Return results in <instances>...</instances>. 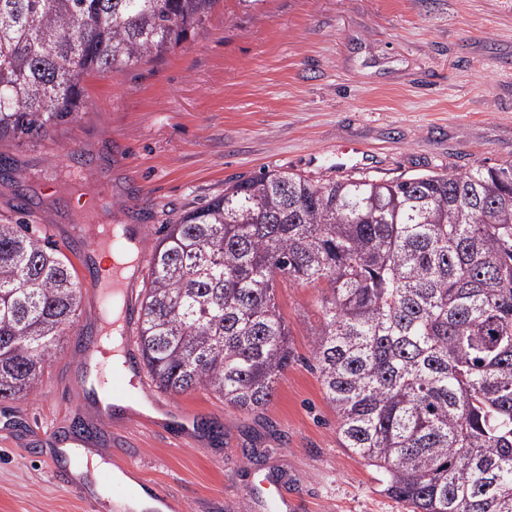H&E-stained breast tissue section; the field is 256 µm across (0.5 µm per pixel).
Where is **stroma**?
<instances>
[{"instance_id": "stroma-1", "label": "stroma", "mask_w": 512, "mask_h": 512, "mask_svg": "<svg viewBox=\"0 0 512 512\" xmlns=\"http://www.w3.org/2000/svg\"><path fill=\"white\" fill-rule=\"evenodd\" d=\"M86 106L43 137L0 143V223H38L68 257L81 225H159L267 170L322 182L463 173L512 161V0H223L172 51L86 78ZM357 145L363 162L340 167ZM112 187L94 199L96 182ZM323 288L282 283L277 302L296 360L264 409L243 413L196 390L171 396L198 429L176 442L147 414L112 416L98 452L173 512H274L250 486L282 474L294 512H407L380 476L341 448L336 414L309 366ZM82 287L76 323L27 399L0 402V512H126V486L51 475L39 431L92 422L79 340L99 336Z\"/></svg>"}]
</instances>
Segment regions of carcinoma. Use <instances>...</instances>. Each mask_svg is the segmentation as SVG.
I'll return each mask as SVG.
<instances>
[{"label":"carcinoma","mask_w":512,"mask_h":512,"mask_svg":"<svg viewBox=\"0 0 512 512\" xmlns=\"http://www.w3.org/2000/svg\"><path fill=\"white\" fill-rule=\"evenodd\" d=\"M218 2L0 0V142L78 115L86 77L169 51ZM158 234L137 334L155 388L264 408L295 360L276 288L323 283L310 362L341 446L409 512H512V161L392 181L267 170ZM80 299L65 255L0 224V401L35 388Z\"/></svg>","instance_id":"1"}]
</instances>
